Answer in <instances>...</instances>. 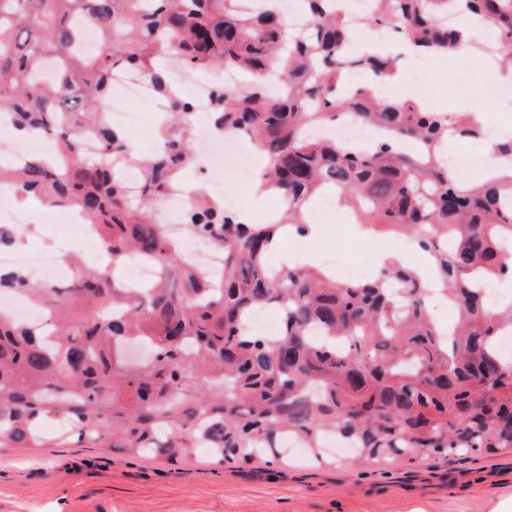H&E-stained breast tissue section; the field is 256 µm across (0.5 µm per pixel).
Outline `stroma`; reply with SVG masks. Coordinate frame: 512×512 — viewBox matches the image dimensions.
Listing matches in <instances>:
<instances>
[{"label": "stroma", "instance_id": "1", "mask_svg": "<svg viewBox=\"0 0 512 512\" xmlns=\"http://www.w3.org/2000/svg\"><path fill=\"white\" fill-rule=\"evenodd\" d=\"M423 105L466 111L478 101L500 124L512 117L486 97L496 69L482 55L456 52L430 59ZM308 254L341 251L357 261L390 250V237H358L340 208L322 214ZM512 505V453L390 460L369 465L337 456L324 466L292 448L287 463L219 464L207 454L183 466L158 458L113 456L64 442L52 423L40 447H0V512H503Z\"/></svg>", "mask_w": 512, "mask_h": 512}]
</instances>
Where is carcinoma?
<instances>
[{"label":"carcinoma","mask_w":512,"mask_h":512,"mask_svg":"<svg viewBox=\"0 0 512 512\" xmlns=\"http://www.w3.org/2000/svg\"><path fill=\"white\" fill-rule=\"evenodd\" d=\"M311 21L293 36L277 11L242 0H0V116L55 143L56 163L25 158L6 171L22 194L79 210L101 232L112 265L138 253L164 275L139 296L111 284L102 267L73 262L65 288L0 272V291L21 292L48 313L47 324L18 321L0 309V446L38 448L41 423L65 418L61 438L129 457L182 464L201 442L219 463H268L283 442L324 459L322 438L354 443L361 461L450 457L512 451V358L498 337L512 330V301L490 306L484 284L512 279V181L461 183L438 154L448 132L483 133L460 112L418 101H384L368 85L337 98L347 70L387 78L393 58L348 51L349 23L340 0H303ZM483 20L512 55V0H375L371 21L389 23L429 52L455 49L459 25L448 12ZM101 35L92 56L79 49L82 27ZM162 54L182 68L233 69L239 88H219L216 133L245 130L266 155L262 177L285 199L280 222L251 224L197 189L185 224L224 253L218 275L184 268L182 252L155 219L168 188L197 165L189 101L173 88ZM60 62L43 82L47 62ZM277 66L288 92L267 82ZM143 77L171 103L162 147L141 155L105 118L114 75ZM351 113L393 137L354 151L310 130ZM96 128L100 156L77 140ZM141 170L128 193L120 169ZM331 194L367 230L416 238L430 278L388 265L364 281L345 282L325 267L269 271L272 244L285 232L304 235L311 203ZM456 304L460 322L435 324L425 305L430 283ZM121 302L122 315L111 305ZM282 308L280 333L250 331L252 308ZM137 340L151 359L125 362L115 346ZM114 350H109V346Z\"/></svg>","instance_id":"carcinoma-1"}]
</instances>
